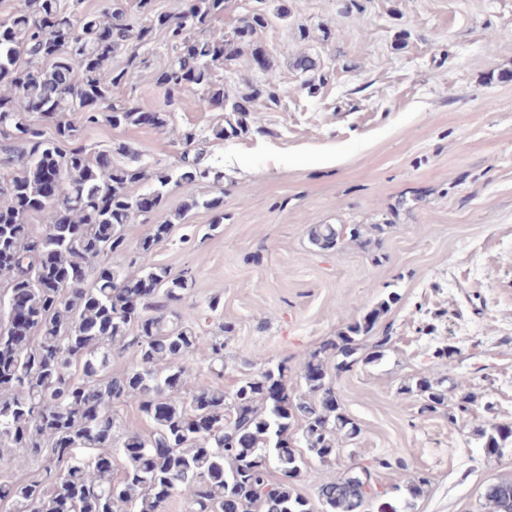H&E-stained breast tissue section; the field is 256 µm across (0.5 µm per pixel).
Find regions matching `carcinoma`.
Instances as JSON below:
<instances>
[{"label": "carcinoma", "instance_id": "cac0c4a2", "mask_svg": "<svg viewBox=\"0 0 512 512\" xmlns=\"http://www.w3.org/2000/svg\"><path fill=\"white\" fill-rule=\"evenodd\" d=\"M225 2L180 0L168 11L156 0H110L103 11H79L83 0H24L0 18V292L21 299L14 311H23L0 329V458L20 452L35 464L30 473L0 467V512H164L175 495L186 512H226V497L239 512H312L291 484L304 456L326 463L336 456L337 436L353 441L361 433L337 399L335 379L358 363L361 341L394 296L308 356L304 395L288 398L286 361L227 393L224 334L232 326L218 316L220 300L187 318L188 276L152 262L191 211H216L212 229L223 222L221 198L200 193L224 180L209 144L247 132L253 102H279L273 77L241 90L224 84V75L288 10L255 0L259 7L224 36L212 22ZM132 11L145 23H130ZM158 36L174 55L154 73L165 110L146 113L115 91L143 63L140 48ZM191 91L222 115L209 135L183 131L173 168H151L125 142L103 151L84 143L85 131L100 125L164 129ZM57 176L61 186L50 200ZM172 189L184 195L182 209L162 220L138 215L146 198L160 212ZM136 222L149 228L132 246L126 227ZM311 240L329 248L341 236L336 226L318 224ZM126 255L128 264L114 261ZM202 319L214 320L210 380L194 382L186 360L199 346ZM128 352L135 363L112 371ZM465 387L452 383V402L426 378L405 391L423 396V412L446 409L456 426L473 414ZM131 399L149 423L145 432L118 419ZM478 436L499 453L512 447V426H482ZM297 442L305 452L277 454ZM394 464L403 461L377 458L323 483L322 512H362L375 496L373 472ZM479 512H512V481L492 485Z\"/></svg>", "mask_w": 512, "mask_h": 512}]
</instances>
